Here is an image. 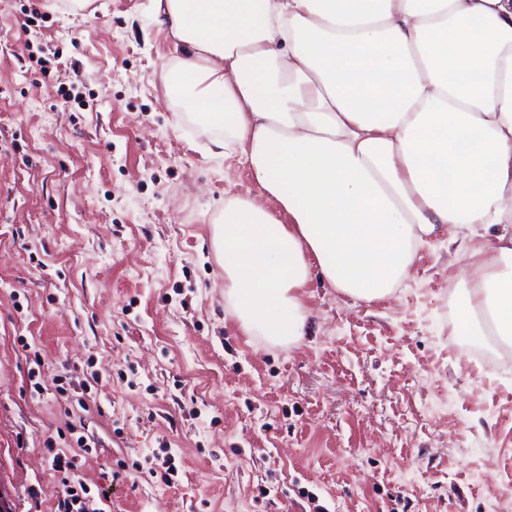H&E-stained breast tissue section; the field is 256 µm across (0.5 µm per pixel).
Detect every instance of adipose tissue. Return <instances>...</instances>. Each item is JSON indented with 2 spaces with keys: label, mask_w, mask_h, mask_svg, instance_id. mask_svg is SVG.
<instances>
[{
  "label": "adipose tissue",
  "mask_w": 512,
  "mask_h": 512,
  "mask_svg": "<svg viewBox=\"0 0 512 512\" xmlns=\"http://www.w3.org/2000/svg\"><path fill=\"white\" fill-rule=\"evenodd\" d=\"M161 78L220 129L260 199L213 227L224 302L249 336L299 343L313 275L393 296L419 248L461 247L459 332L512 335V0H152Z\"/></svg>",
  "instance_id": "1"
}]
</instances>
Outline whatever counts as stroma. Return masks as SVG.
<instances>
[{
    "mask_svg": "<svg viewBox=\"0 0 512 512\" xmlns=\"http://www.w3.org/2000/svg\"><path fill=\"white\" fill-rule=\"evenodd\" d=\"M171 53L151 0H0V507L57 512L72 454L102 512H512L464 228L389 299L312 280L299 344L242 335L212 227L259 189L166 99Z\"/></svg>",
    "mask_w": 512,
    "mask_h": 512,
    "instance_id": "obj_1",
    "label": "stroma"
}]
</instances>
